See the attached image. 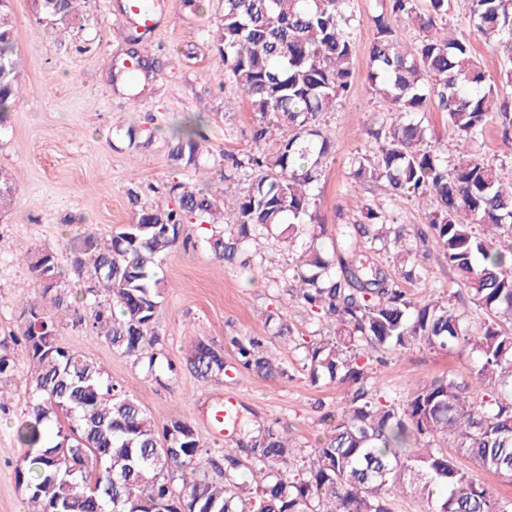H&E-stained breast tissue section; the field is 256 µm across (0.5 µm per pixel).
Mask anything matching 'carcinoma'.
Wrapping results in <instances>:
<instances>
[{
	"label": "carcinoma",
	"instance_id": "1",
	"mask_svg": "<svg viewBox=\"0 0 512 512\" xmlns=\"http://www.w3.org/2000/svg\"><path fill=\"white\" fill-rule=\"evenodd\" d=\"M77 2L40 0L37 9L63 20ZM447 15L448 0H429L425 11L418 0H389V11L373 17L367 81L392 119L376 133L374 151L352 155L348 165L359 182L425 205L434 247L459 290L443 301L412 298L373 261L364 237L394 251L404 279L423 271L380 205L362 204L364 222L341 225L332 258L318 245L324 227L316 224L315 189L333 150L324 118L349 92L355 69L350 0H224V81L240 91L255 122L252 149L224 155L222 178L247 182L248 190L215 195L174 182L176 207L143 209L107 240L74 234L72 271L49 246L33 254L31 269L53 283L23 308L20 335L0 341L1 378L21 361L31 371L16 472L30 512H392L404 494L418 499V512H509L512 503L498 501L456 456L512 477V179L503 181L476 150L494 114L507 121L504 139H512V69L487 74L464 34L441 32ZM467 20L486 41L512 50V0H468ZM402 21L417 31L409 48ZM13 30L11 4L0 3V122L20 93ZM431 108L447 115L459 140L451 160L423 124L421 114ZM275 135L280 146L268 153L264 146ZM200 139L190 127L178 131L172 165L197 164ZM15 191L14 176L1 168L0 209ZM229 207L235 220L226 224ZM191 226L204 230V247L230 263L273 229L299 246L288 264L292 295L333 326V335L306 347L304 368L314 384L351 388L326 437L300 460L290 434L272 426L248 434L240 443L248 484L229 478L238 459L209 455L185 420L157 426L98 362L59 340L57 317L71 313L72 327L104 337L146 374L176 371L155 349L163 288L157 269L179 239L189 240ZM71 272L84 282L88 320L72 299ZM478 313L486 318L475 331L470 316ZM231 344L245 369L265 378L287 374L261 339L234 336ZM416 344L475 355L471 377L490 389L489 399L472 406L450 375L414 382L403 400L386 395L367 361ZM187 364L202 379L225 371L223 353L203 342ZM448 443L455 453L444 450Z\"/></svg>",
	"mask_w": 512,
	"mask_h": 512
}]
</instances>
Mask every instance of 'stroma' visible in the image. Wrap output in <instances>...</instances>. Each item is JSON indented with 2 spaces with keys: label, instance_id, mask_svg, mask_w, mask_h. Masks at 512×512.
I'll list each match as a JSON object with an SVG mask.
<instances>
[{
  "label": "stroma",
  "instance_id": "1",
  "mask_svg": "<svg viewBox=\"0 0 512 512\" xmlns=\"http://www.w3.org/2000/svg\"><path fill=\"white\" fill-rule=\"evenodd\" d=\"M170 7L146 35L152 69L130 90L116 70L129 62V34L137 24L127 0H82L76 14L49 21L33 0H11L14 46L20 62L22 92L0 123V168L17 176L12 208L0 213V339L18 333L19 313L41 295L27 254L54 247L59 265L69 266L66 241L77 232L107 237L131 223L143 209L168 210L176 199L171 183L194 188H224L220 161L250 147L255 121L244 99L220 82L224 67L216 38L224 0H199ZM388 0H351L356 41V74L348 96L326 124L335 152L318 191L317 217L324 226L325 251L337 245L336 228L360 222L351 203H384L404 231L423 225L414 202L389 198L384 188H368L349 174L351 154L370 152L374 132L386 116L384 103L365 82L372 19ZM193 123L204 136L197 165L174 169L168 153L172 130ZM249 264L227 263L192 243L177 241L160 272L165 289L156 319L159 350L176 371L155 379L133 358L113 353L103 337L60 329V341L99 362L114 383L124 386L159 425L177 416L190 422L215 455H239L237 437L211 426L212 410L224 399L237 402L248 429L273 425L288 431L298 446L310 449L324 437V416L346 403V386L312 383L303 367L305 347L332 332L288 293V250L273 238L253 246ZM424 276L403 281L411 295L429 300L447 295L455 276L447 260L428 248ZM288 306V330L279 332L267 313ZM264 338L270 353L288 374L263 378L244 369L228 339ZM224 352L227 372L198 377L186 360L198 340ZM376 369L386 392L405 396L410 381L454 373L471 404L483 400L472 385L471 358L425 345L382 352ZM27 364L0 380V512H27L26 496L16 480L23 454L16 430L29 418Z\"/></svg>",
  "mask_w": 512,
  "mask_h": 512
}]
</instances>
